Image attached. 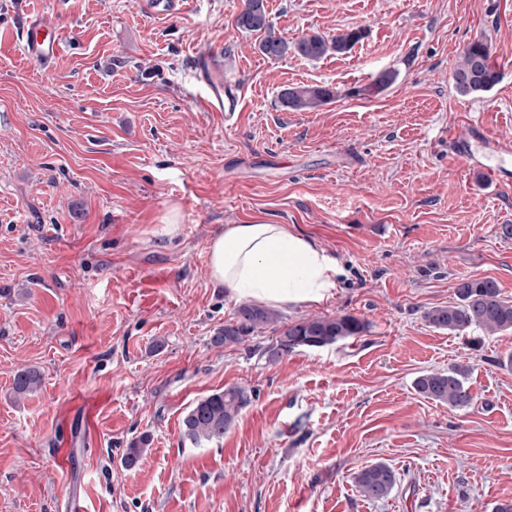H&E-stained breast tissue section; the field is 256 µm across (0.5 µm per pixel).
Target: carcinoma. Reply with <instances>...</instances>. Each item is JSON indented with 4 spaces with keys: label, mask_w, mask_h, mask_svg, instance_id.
<instances>
[{
    "label": "carcinoma",
    "mask_w": 512,
    "mask_h": 512,
    "mask_svg": "<svg viewBox=\"0 0 512 512\" xmlns=\"http://www.w3.org/2000/svg\"><path fill=\"white\" fill-rule=\"evenodd\" d=\"M237 26L249 32H263L259 50L269 58L281 59L288 54L316 60L330 52L343 53L362 38L358 29L341 32L331 38L307 34L295 41L275 35L264 8V0H246L237 17ZM490 46L477 40L464 48L453 71V83L462 96L490 91L499 81L500 73L490 63ZM333 98V91L324 86L299 85L282 90L279 103L287 111H315ZM457 301L446 306L431 307L423 312L432 327L459 334L468 329L481 330L487 336L512 331V300L502 297L497 282L490 278H462L456 283ZM275 326V340L259 349L260 357L275 362L301 348H322L359 336L368 323L354 315L334 318L315 317L290 324H278L277 314L270 308L244 303L237 309L233 322L224 325V332L214 337L217 345H243ZM470 366L454 364L443 372H428L415 380V388L423 397L451 409H465L475 402L468 384ZM40 382L35 370H21L14 376L13 390L18 396L33 392ZM252 391L233 386L195 402L183 418V432L193 444L219 442L251 403ZM147 439L133 441L122 457V465L134 468L143 455ZM397 473L383 462L373 463L355 476L361 493L370 499L388 497L397 485Z\"/></svg>",
    "instance_id": "1"
}]
</instances>
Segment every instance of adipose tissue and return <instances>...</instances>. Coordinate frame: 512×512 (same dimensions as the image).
Masks as SVG:
<instances>
[{"instance_id": "adipose-tissue-1", "label": "adipose tissue", "mask_w": 512, "mask_h": 512, "mask_svg": "<svg viewBox=\"0 0 512 512\" xmlns=\"http://www.w3.org/2000/svg\"><path fill=\"white\" fill-rule=\"evenodd\" d=\"M214 285L238 298L284 307L319 304L337 286L334 258L284 224H230L207 245Z\"/></svg>"}]
</instances>
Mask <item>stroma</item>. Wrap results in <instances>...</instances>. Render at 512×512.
<instances>
[{
	"instance_id": "stroma-1",
	"label": "stroma",
	"mask_w": 512,
	"mask_h": 512,
	"mask_svg": "<svg viewBox=\"0 0 512 512\" xmlns=\"http://www.w3.org/2000/svg\"><path fill=\"white\" fill-rule=\"evenodd\" d=\"M245 2L160 18L141 0H0V512H493L512 499V332L451 334L422 313L464 277L512 300V187L448 144L479 122L512 148V0H266L290 41L362 30L316 61L264 57L236 26ZM35 15L68 35L47 68L10 39ZM479 38L501 79L463 97L452 73ZM212 50L242 94L229 123L197 102ZM384 71L395 82L373 90ZM294 84L334 97L282 110ZM259 219L340 269L331 299L280 323L350 314L363 335L270 363L213 345L240 300L210 280L208 239ZM459 363L473 407L416 392ZM27 368L42 382L20 398ZM231 386L253 402L194 445L183 417ZM375 462L401 477L382 500L354 480Z\"/></svg>"
}]
</instances>
